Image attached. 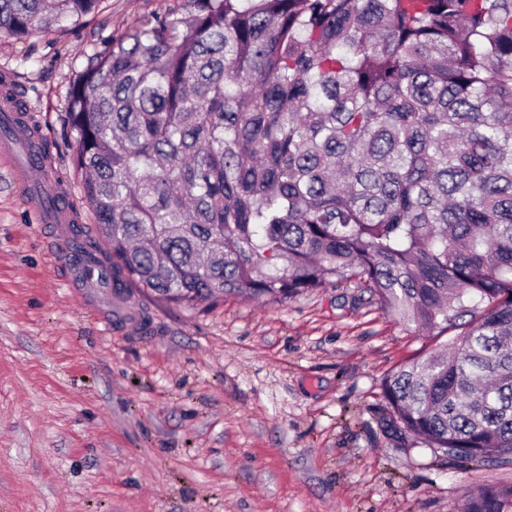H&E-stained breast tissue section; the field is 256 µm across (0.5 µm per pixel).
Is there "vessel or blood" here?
Returning <instances> with one entry per match:
<instances>
[{
  "mask_svg": "<svg viewBox=\"0 0 512 512\" xmlns=\"http://www.w3.org/2000/svg\"><path fill=\"white\" fill-rule=\"evenodd\" d=\"M0 124L6 131L0 135V156L9 158L20 176L29 171L40 175V188L29 191L27 203L39 223L73 224L77 216L72 208H60L53 194H66L67 188L45 153L38 130L28 114L17 111L11 89L0 90ZM71 264L79 280L88 288H108L112 274L98 253H75Z\"/></svg>",
  "mask_w": 512,
  "mask_h": 512,
  "instance_id": "1",
  "label": "vessel or blood"
}]
</instances>
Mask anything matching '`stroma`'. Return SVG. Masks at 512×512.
<instances>
[{
    "mask_svg": "<svg viewBox=\"0 0 512 512\" xmlns=\"http://www.w3.org/2000/svg\"><path fill=\"white\" fill-rule=\"evenodd\" d=\"M186 0H102L79 24L0 37L15 85L94 227L67 125L89 58ZM0 158V512H459L512 458L442 456L390 428L400 365L446 344L366 288L176 306L69 287L67 240L35 223Z\"/></svg>",
    "mask_w": 512,
    "mask_h": 512,
    "instance_id": "35a3bbf8",
    "label": "stroma"
}]
</instances>
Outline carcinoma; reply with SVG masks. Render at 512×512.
<instances>
[{"mask_svg": "<svg viewBox=\"0 0 512 512\" xmlns=\"http://www.w3.org/2000/svg\"><path fill=\"white\" fill-rule=\"evenodd\" d=\"M100 3L0 0V35ZM68 122L115 288L190 306L362 282L457 331L385 378L397 428L512 449V0H188L92 58ZM460 512H512V485Z\"/></svg>", "mask_w": 512, "mask_h": 512, "instance_id": "1", "label": "carcinoma"}]
</instances>
